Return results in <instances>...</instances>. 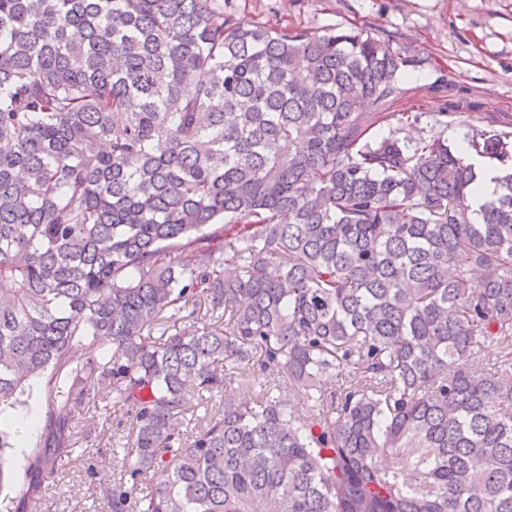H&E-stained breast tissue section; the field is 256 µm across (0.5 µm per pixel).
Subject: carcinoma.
Returning a JSON list of instances; mask_svg holds the SVG:
<instances>
[{"label":"carcinoma","instance_id":"obj_1","mask_svg":"<svg viewBox=\"0 0 512 512\" xmlns=\"http://www.w3.org/2000/svg\"><path fill=\"white\" fill-rule=\"evenodd\" d=\"M418 63L222 0H0V415L46 405L0 488L110 387L107 512H512V132H374ZM475 169L478 173L480 189L479 193L473 198V206L475 209H478L484 202L485 198L495 191L497 187L496 177L498 176V172L479 162H476ZM28 406L24 409H20L22 412L36 411L38 414L39 423L35 432L30 433L24 427L18 429L16 447L11 450L12 466L18 471H22L23 466L26 463V455L29 452L28 447L32 446L40 437L42 432L41 419L44 415V400L42 391L39 388H34L31 391L29 398L27 399ZM28 408V409H27ZM23 449L21 456L19 455L20 449Z\"/></svg>","mask_w":512,"mask_h":512}]
</instances>
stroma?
I'll use <instances>...</instances> for the list:
<instances>
[{"label": "stroma", "instance_id": "obj_1", "mask_svg": "<svg viewBox=\"0 0 512 512\" xmlns=\"http://www.w3.org/2000/svg\"><path fill=\"white\" fill-rule=\"evenodd\" d=\"M224 13L242 23L319 35L363 27L420 58L402 93L379 106L383 113L419 114L409 137L428 135L437 121L455 147L476 125L512 131V0H224ZM125 412L114 402L95 418L77 409L72 425L81 460L57 457L41 491L28 497L0 490V512H105L104 489L116 474L112 431Z\"/></svg>", "mask_w": 512, "mask_h": 512}]
</instances>
